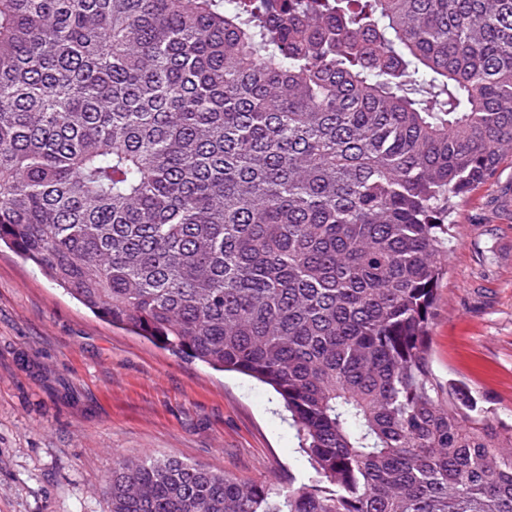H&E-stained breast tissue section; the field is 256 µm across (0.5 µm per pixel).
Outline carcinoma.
I'll use <instances>...</instances> for the list:
<instances>
[{
	"label": "carcinoma",
	"mask_w": 512,
	"mask_h": 512,
	"mask_svg": "<svg viewBox=\"0 0 512 512\" xmlns=\"http://www.w3.org/2000/svg\"><path fill=\"white\" fill-rule=\"evenodd\" d=\"M508 147L512 0H0V241L271 386L312 469L121 459L111 512H512V423L428 341Z\"/></svg>",
	"instance_id": "obj_1"
}]
</instances>
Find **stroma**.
Returning <instances> with one entry per match:
<instances>
[{"mask_svg": "<svg viewBox=\"0 0 512 512\" xmlns=\"http://www.w3.org/2000/svg\"><path fill=\"white\" fill-rule=\"evenodd\" d=\"M430 325L431 367L512 418V151L462 198ZM175 456L306 482L276 394L96 318L0 247V512H109L120 458Z\"/></svg>", "mask_w": 512, "mask_h": 512, "instance_id": "stroma-1", "label": "stroma"}]
</instances>
